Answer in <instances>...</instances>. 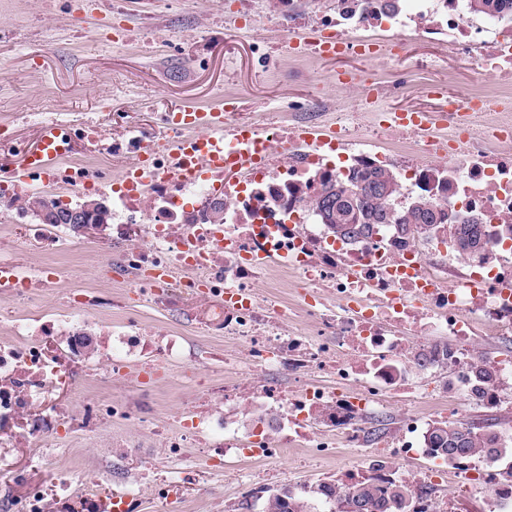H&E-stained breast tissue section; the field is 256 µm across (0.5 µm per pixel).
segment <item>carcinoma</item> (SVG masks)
Here are the masks:
<instances>
[{"label": "carcinoma", "instance_id": "carcinoma-1", "mask_svg": "<svg viewBox=\"0 0 512 512\" xmlns=\"http://www.w3.org/2000/svg\"><path fill=\"white\" fill-rule=\"evenodd\" d=\"M470 11L476 14H496L512 10V0H469ZM400 195L396 175L384 169L368 170L353 181H337L327 177L321 181L314 199L322 223L332 233L345 240L368 238L383 224H395L402 235H423L431 226L442 223L437 207L427 196L416 197L400 215L392 213ZM25 208L39 215L44 224H62L66 208L50 206L39 196L24 202ZM86 213L95 224L112 223L110 208H98L93 201L83 202ZM458 252L475 256L484 251L486 240L483 225L461 224L451 232ZM431 447L452 459H491L495 462L512 458V445H503L497 435L479 439L472 427L450 421L435 425L430 434ZM337 502L340 512H350L353 504L363 506V512H418L414 508L412 486L389 476L342 487L334 483H318L284 488L267 497V512H310L314 502Z\"/></svg>", "mask_w": 512, "mask_h": 512}]
</instances>
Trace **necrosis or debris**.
Returning <instances> with one entry per match:
<instances>
[{
    "instance_id": "4bbe7bcc",
    "label": "necrosis or debris",
    "mask_w": 512,
    "mask_h": 512,
    "mask_svg": "<svg viewBox=\"0 0 512 512\" xmlns=\"http://www.w3.org/2000/svg\"><path fill=\"white\" fill-rule=\"evenodd\" d=\"M372 9L373 0H356L353 10L316 11L304 22L291 0H278L266 23L312 57L328 31L342 50L378 45L395 55L422 33L441 35L464 80L429 130L367 127L361 113L325 112L315 94L276 125L225 113V147L260 161L221 178L181 171L177 150L191 131L171 113L156 126L131 124L112 146L117 158L148 157L140 180L121 173L104 186L66 158L42 177L49 201L108 190L112 221L98 231L112 242L108 279L124 294L109 299L75 285L66 310L48 313L45 291L58 283L49 259L78 250L79 240L63 225L37 223L14 224L13 237L0 238V297L28 309L0 318V447L34 449L31 464L43 474L13 512H120L122 496L84 481L78 455L56 459L43 447L68 427L145 420L153 394L135 408L112 389L132 380L137 360L195 361L189 331L218 332L234 346L223 377L184 370L188 389L213 407L158 428L170 456L206 449L246 485L251 462L308 448L321 463L345 447L354 462L337 482L389 473L413 487L419 512H454L456 499L475 494L487 512H512V494L492 471L448 461L428 442L436 423L486 408L512 419V352L479 345L512 335V15L477 19L467 0H402L389 16ZM325 126L327 140L303 142ZM369 168L396 170L404 198L430 196L444 223L425 238L386 224L369 238L337 240L312 206L320 180ZM470 220L487 234L479 257L459 254L448 238L449 225ZM21 242L47 262L25 261ZM129 299L172 314L178 330L93 319ZM92 328L104 349L97 361L79 340ZM477 365L493 372V387L476 382ZM62 389L67 403L52 405ZM448 482L449 498L438 493Z\"/></svg>"
}]
</instances>
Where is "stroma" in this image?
Instances as JSON below:
<instances>
[{"label": "stroma", "mask_w": 512, "mask_h": 512, "mask_svg": "<svg viewBox=\"0 0 512 512\" xmlns=\"http://www.w3.org/2000/svg\"><path fill=\"white\" fill-rule=\"evenodd\" d=\"M238 6V0H127L125 15L117 19L122 24L133 26L155 11L160 26L169 30L171 49L156 55L113 43L109 32L117 20L111 12L80 11L78 0H0V156H16L35 143L41 127L29 120V113H58L73 127L93 117L101 127L100 139H74L70 157L104 162L110 176L120 165L113 162L109 146L128 124L151 121L189 101L263 112L276 124L282 113L303 104L318 88L334 111L362 112L361 91L336 82L337 72L352 70L381 82L380 108L435 112L440 102L428 94V86H447L456 71L454 56L427 37L410 41L398 62L381 55L298 62L285 51L282 33L263 27L249 35L212 29L216 15L232 14ZM83 242L79 253L57 258L61 287L102 285L98 261L107 242L98 235ZM144 380L159 389L153 419L142 426V444L156 461L158 478L184 475L179 497H165L142 480L137 459L121 446L123 423L90 435H67L64 447L83 449L86 478L128 494L130 512H221L225 499L237 490L209 459L193 448L187 462L173 461L154 446L155 427L172 423L177 412L200 408L201 400L161 373L145 374ZM306 455L299 448L287 460L260 470L267 488L335 477L336 461L313 469L304 466ZM39 478L24 451L0 457V512H10Z\"/></svg>", "instance_id": "stroma-1"}]
</instances>
